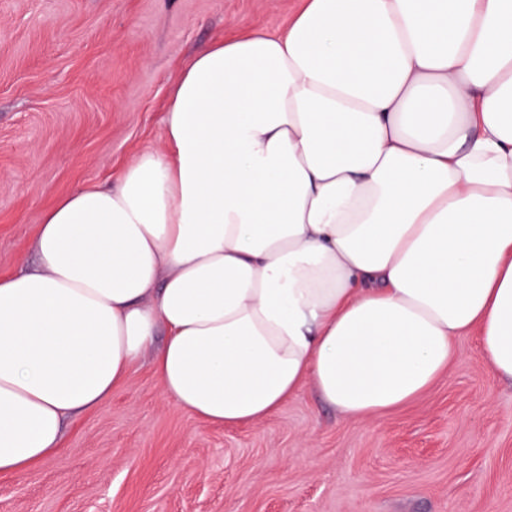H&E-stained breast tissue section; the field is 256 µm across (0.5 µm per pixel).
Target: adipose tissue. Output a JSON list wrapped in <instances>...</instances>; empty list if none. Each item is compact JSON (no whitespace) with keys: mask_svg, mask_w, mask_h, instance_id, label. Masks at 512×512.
<instances>
[{"mask_svg":"<svg viewBox=\"0 0 512 512\" xmlns=\"http://www.w3.org/2000/svg\"><path fill=\"white\" fill-rule=\"evenodd\" d=\"M163 122L0 278V474L145 357L224 426L308 384L349 418L397 409L471 332L512 382V0H302L196 53Z\"/></svg>","mask_w":512,"mask_h":512,"instance_id":"ef3b65f1","label":"adipose tissue"}]
</instances>
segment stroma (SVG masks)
Segmentation results:
<instances>
[{
	"instance_id": "obj_1",
	"label": "stroma",
	"mask_w": 512,
	"mask_h": 512,
	"mask_svg": "<svg viewBox=\"0 0 512 512\" xmlns=\"http://www.w3.org/2000/svg\"><path fill=\"white\" fill-rule=\"evenodd\" d=\"M300 0H0V275L35 264L57 197L161 148L180 64L285 28ZM423 396L341 417L312 388L254 424L164 398L148 360L56 454L0 476V512H512V383L476 335Z\"/></svg>"
}]
</instances>
